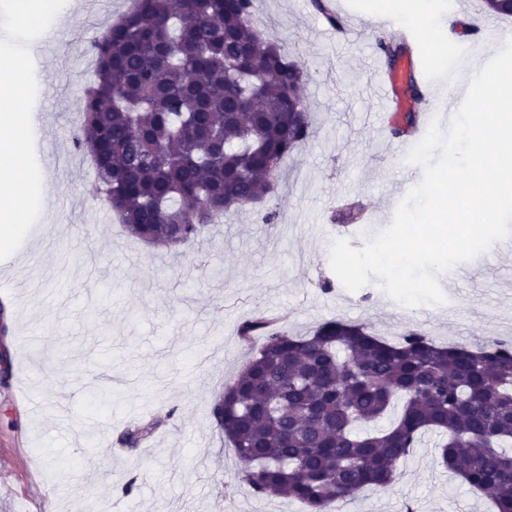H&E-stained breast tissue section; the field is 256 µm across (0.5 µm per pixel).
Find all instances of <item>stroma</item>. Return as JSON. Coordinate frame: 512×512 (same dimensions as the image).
I'll use <instances>...</instances> for the list:
<instances>
[{
	"mask_svg": "<svg viewBox=\"0 0 512 512\" xmlns=\"http://www.w3.org/2000/svg\"><path fill=\"white\" fill-rule=\"evenodd\" d=\"M451 42L482 46L474 24H494L481 0H412ZM268 31L307 75L317 133L283 166L275 224L230 218L175 252L127 237L73 146V117L91 78L94 33L80 0H66L54 50L35 63L46 86L38 161L55 207L0 260V512H304L255 496L211 415L249 358L237 335L255 311L305 336L328 319L368 324L387 339L408 328L473 347L512 334V259L488 255L473 281L449 280L444 304L410 309L374 284L347 291L329 265L334 239L362 248L369 233L337 219L347 195L368 207L411 184L391 131L365 126V83L381 66L375 34L324 31L311 0H257ZM157 421L136 449L118 435ZM342 512H487L441 466L425 439L387 489L366 490Z\"/></svg>",
	"mask_w": 512,
	"mask_h": 512,
	"instance_id": "stroma-1",
	"label": "stroma"
}]
</instances>
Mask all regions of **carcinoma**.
Masks as SVG:
<instances>
[{
  "label": "carcinoma",
  "mask_w": 512,
  "mask_h": 512,
  "mask_svg": "<svg viewBox=\"0 0 512 512\" xmlns=\"http://www.w3.org/2000/svg\"><path fill=\"white\" fill-rule=\"evenodd\" d=\"M482 2L512 16L509 0ZM254 12L255 0H136L90 46L74 147L93 157L91 191L143 243L176 250L247 213L314 136L304 71ZM378 46L390 62L408 49L405 37ZM239 336L252 357L212 415L253 494L330 512L389 487L434 432L441 464L491 512H512V345H443L411 328L390 342L343 320L298 336L265 312ZM150 433L134 422L119 441Z\"/></svg>",
  "instance_id": "obj_1"
}]
</instances>
